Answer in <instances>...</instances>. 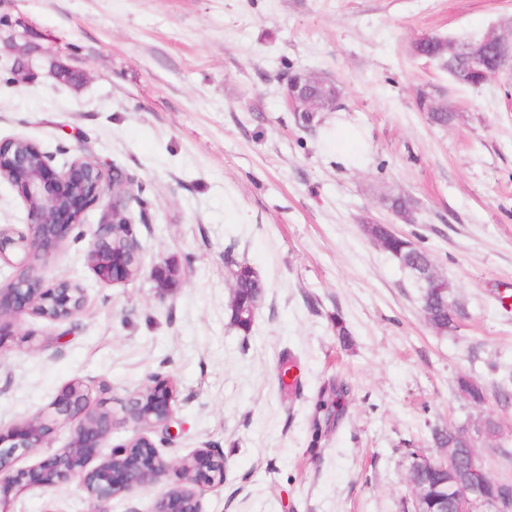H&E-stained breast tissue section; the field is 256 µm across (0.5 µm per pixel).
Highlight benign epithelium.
Wrapping results in <instances>:
<instances>
[{
  "label": "benign epithelium",
  "mask_w": 512,
  "mask_h": 512,
  "mask_svg": "<svg viewBox=\"0 0 512 512\" xmlns=\"http://www.w3.org/2000/svg\"><path fill=\"white\" fill-rule=\"evenodd\" d=\"M491 48L499 70L512 69V35L496 28L466 46L471 62L481 64L485 48ZM329 79L322 75L296 73L286 80L285 100L298 117L336 109L337 99L315 102L307 98V85ZM54 158L26 138L0 143V178L10 183L24 202L26 231L0 226V262L14 269L9 284L0 287V350L14 336V328L25 317L36 316L53 323L69 322L85 307L82 288H65V281L46 284L43 269L70 238L82 236L86 208L106 202L100 224L93 231L88 259L97 276L112 283L131 280L142 273L141 245L134 232L129 203L137 199L135 179L105 167L88 156H78L57 168ZM175 389L168 379L155 376L125 398L122 421L136 435L107 456L100 448L115 425L110 412L89 410L90 390L81 382L65 387L51 402L49 411L39 413L6 430L0 428V506L32 487L50 489L78 480L96 504L95 512H108L115 497L133 494L157 483L173 469L180 482L168 487L154 501L150 512H200V495L207 487L223 481L227 471L224 456L209 448H198L175 461L164 459L150 432H168L175 415ZM74 424L67 446L58 448L28 469L17 468L19 458L35 448L51 447L57 423ZM421 467L443 469L453 474L466 466L475 471L477 452L468 463L453 453L434 457L413 455ZM452 512H512V497L489 499L484 481L459 482L449 487Z\"/></svg>",
  "instance_id": "1"
}]
</instances>
